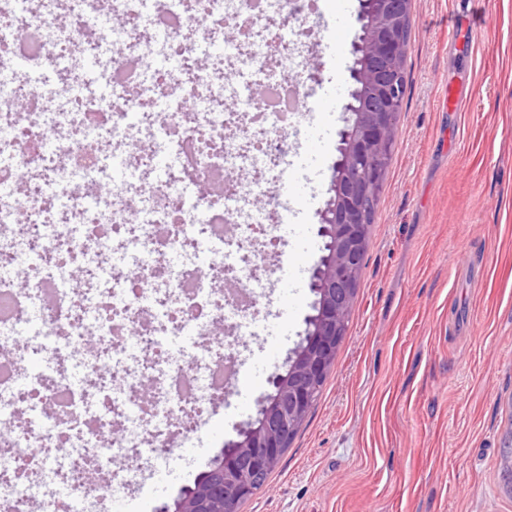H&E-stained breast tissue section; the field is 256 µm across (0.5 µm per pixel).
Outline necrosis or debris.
<instances>
[{
	"label": "necrosis or debris",
	"mask_w": 512,
	"mask_h": 512,
	"mask_svg": "<svg viewBox=\"0 0 512 512\" xmlns=\"http://www.w3.org/2000/svg\"><path fill=\"white\" fill-rule=\"evenodd\" d=\"M316 9L317 0H154L149 13L142 0H0V300L11 303L9 314L0 315V401L7 413L0 431V512H27L33 503L39 512H72L75 486L135 484L132 468L119 466L107 477L99 464L108 419L122 415L114 384L133 389L143 375L154 377L122 440L133 455L143 443L166 448L192 434L234 380L238 329L218 343L200 341L188 361L174 360L161 339L223 322L231 304L215 289L219 280L250 286L248 300L234 305L243 318H259L257 287L280 257L277 224L271 208L254 204L250 184L225 180L217 197L212 177L225 155L239 149L229 128L255 129L253 161L272 162L306 112L275 109L260 98L245 111L225 109L223 71L201 66L196 45L222 46L228 58L246 55L259 83L271 63L287 60L288 83L299 98L311 81L304 48L319 37L308 24ZM229 15L244 32L256 33L248 52L225 47ZM105 17L121 19L122 26L109 90L99 93L88 64L98 57ZM284 26L286 40L279 34ZM155 59L161 66L149 93H141L144 67ZM53 82L60 94L50 107ZM152 100L167 104L165 114L149 108ZM159 133L180 156L166 177L153 174L159 152L151 143L130 153L132 179L99 180L108 143L151 141ZM186 181L197 188L188 203L179 193ZM228 197L235 209H225ZM136 206L148 221L131 223ZM117 235L141 249L137 274L113 261ZM215 238L237 250L236 264L199 263L198 251ZM75 270L88 286L81 294L68 285ZM48 291L53 301L37 316V330L21 336L34 300ZM27 353L50 363L72 357L80 382L60 373L19 388ZM38 407L50 410L51 424L28 418Z\"/></svg>",
	"instance_id": "necrosis-or-debris-1"
}]
</instances>
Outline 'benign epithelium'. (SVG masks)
<instances>
[{
	"mask_svg": "<svg viewBox=\"0 0 512 512\" xmlns=\"http://www.w3.org/2000/svg\"><path fill=\"white\" fill-rule=\"evenodd\" d=\"M410 7L411 0H363L355 78L370 103L341 131L344 156L319 212L318 234L331 242L311 275L316 313L306 321L301 346L286 372L269 377L271 390L258 399L263 415L257 425L237 430V438L219 450L194 487L156 512H237L238 502L252 491V480L278 463L311 408L315 389L327 377L355 303L361 257L368 246L364 204L383 189L386 158L397 135L403 30Z\"/></svg>",
	"mask_w": 512,
	"mask_h": 512,
	"instance_id": "1",
	"label": "benign epithelium"
}]
</instances>
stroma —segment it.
<instances>
[{
    "label": "stroma",
    "mask_w": 512,
    "mask_h": 512,
    "mask_svg": "<svg viewBox=\"0 0 512 512\" xmlns=\"http://www.w3.org/2000/svg\"><path fill=\"white\" fill-rule=\"evenodd\" d=\"M337 4L340 56L307 62L346 92L360 2L320 0L319 11ZM468 19L464 37L455 28ZM411 22L407 92L345 336L317 403L241 512H512L500 479L512 427V0H412ZM341 107L322 112L318 206L298 199L303 239L268 273L284 283L270 294L276 319L243 349L250 362L273 354L277 371L312 313ZM258 409L252 397L215 407V434L190 440L192 466L159 480L144 512L193 485Z\"/></svg>",
    "instance_id": "35a3bbf8"
}]
</instances>
